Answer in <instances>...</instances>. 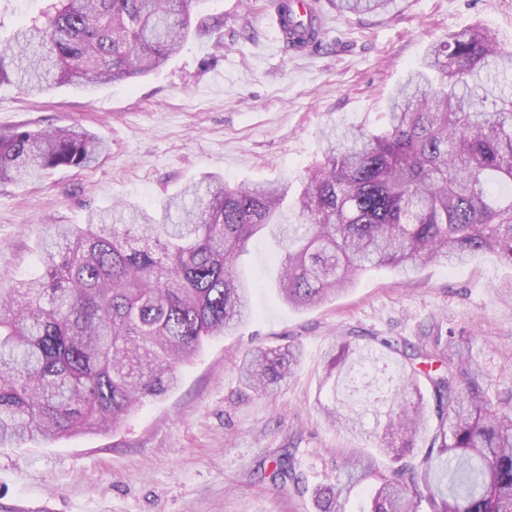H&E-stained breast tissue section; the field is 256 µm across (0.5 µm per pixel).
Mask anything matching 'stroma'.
Instances as JSON below:
<instances>
[{
  "instance_id": "obj_1",
  "label": "stroma",
  "mask_w": 512,
  "mask_h": 512,
  "mask_svg": "<svg viewBox=\"0 0 512 512\" xmlns=\"http://www.w3.org/2000/svg\"><path fill=\"white\" fill-rule=\"evenodd\" d=\"M270 0H202L197 18L221 32L190 37L158 72L100 88L48 93L0 84V131L78 125L107 150L90 167L0 185V288L36 269L38 227L81 224L117 203L156 204L206 174L231 184L278 181L296 196L321 158L323 131L385 123L390 95L429 45L477 24L512 48V0H396L378 15H344L320 0L318 48L287 52L271 25ZM272 236L241 261L256 316L208 341L181 367L178 390L146 403L117 431L0 447V512H314L310 497L255 482L272 453L288 451L308 486L335 480L338 451L369 448L385 420L365 392L321 384L337 337L353 336L349 379L396 375L380 337L417 342L434 329L470 348L489 383L512 386V267L485 258L448 270L388 269L319 305L284 304L274 280ZM298 344L294 377L265 393L239 373L255 347ZM345 402L363 432L329 427L318 403Z\"/></svg>"
}]
</instances>
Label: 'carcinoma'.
<instances>
[{"label":"carcinoma","instance_id":"obj_1","mask_svg":"<svg viewBox=\"0 0 512 512\" xmlns=\"http://www.w3.org/2000/svg\"><path fill=\"white\" fill-rule=\"evenodd\" d=\"M198 2L54 0L0 48V83L51 91L147 75L188 39ZM332 2L353 15L395 4ZM274 6L287 30L316 32L314 6L306 18L283 0ZM511 75L512 51L478 24L427 49L392 95L382 130L325 135L323 160L292 203L285 184L209 175L156 205L115 206L110 224L91 212L83 224L42 225L37 272L0 289V445L115 430L175 390L180 365L253 316L239 263L269 226L282 251L277 289L295 309L381 267H452L487 254L512 267ZM103 151L81 127L18 129L0 135V183L85 168ZM355 341L336 342L323 382L340 375ZM378 344L400 356L378 449L388 465L338 457L336 483L310 489L285 452L258 478L311 493L316 512H344L366 482L361 512H512V387H492L467 346L439 336ZM301 357L294 344L250 351L242 381L266 392L294 376ZM317 410L358 433L353 412ZM421 441L429 451L420 457Z\"/></svg>","mask_w":512,"mask_h":512}]
</instances>
